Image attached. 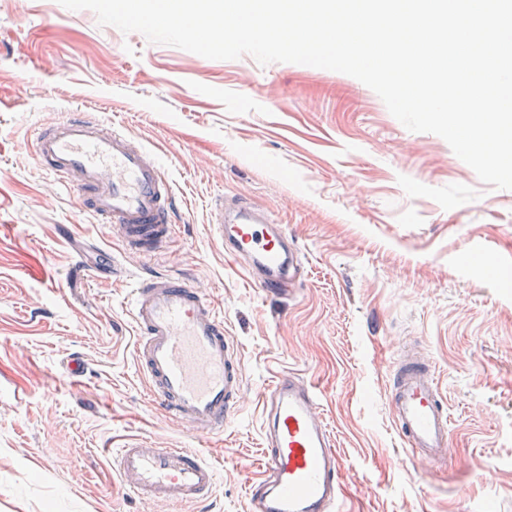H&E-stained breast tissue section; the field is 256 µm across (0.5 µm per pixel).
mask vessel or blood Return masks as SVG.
Listing matches in <instances>:
<instances>
[{
  "label": "vessel or blood",
  "mask_w": 512,
  "mask_h": 512,
  "mask_svg": "<svg viewBox=\"0 0 512 512\" xmlns=\"http://www.w3.org/2000/svg\"><path fill=\"white\" fill-rule=\"evenodd\" d=\"M33 156L55 182L76 188L83 211L127 254L146 257L167 246L174 183L159 156L128 130L73 112L37 134ZM210 224L224 253L266 297L296 293L297 251L270 212L241 197H221ZM131 315L135 359L151 403L200 438L223 433L237 408L243 370L214 296L182 274L149 273L133 284ZM262 404L263 455L249 512H343L342 463L312 385L295 372L282 373ZM391 407L413 456L432 463L446 458L448 411L427 365L400 364ZM112 458L121 482L155 504L203 502L217 485L214 465L196 450L143 439L114 449Z\"/></svg>",
  "instance_id": "1"
}]
</instances>
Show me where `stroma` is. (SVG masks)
Segmentation results:
<instances>
[{"label": "stroma", "mask_w": 512, "mask_h": 512, "mask_svg": "<svg viewBox=\"0 0 512 512\" xmlns=\"http://www.w3.org/2000/svg\"><path fill=\"white\" fill-rule=\"evenodd\" d=\"M72 109L159 154L176 192L163 251L126 256L33 158L34 133ZM221 195L283 224L303 267L293 299L266 297L217 246ZM88 240L128 277L184 273L215 296L244 375L223 437L199 439L150 403L127 286L79 267ZM74 351L90 371L79 387L63 368ZM408 354L448 407L440 462L414 459L395 429ZM288 369L321 394L345 512H512V190L349 75L211 60L59 0H0V512H248L262 394ZM142 438L202 452L213 497L136 498L106 451Z\"/></svg>", "instance_id": "obj_1"}]
</instances>
